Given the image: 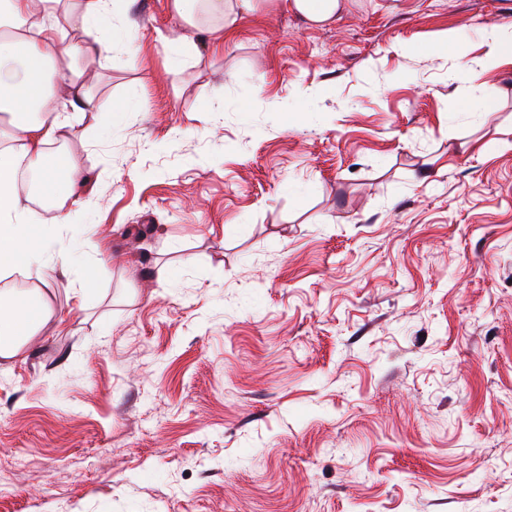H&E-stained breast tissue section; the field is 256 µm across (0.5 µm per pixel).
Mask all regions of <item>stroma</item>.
I'll use <instances>...</instances> for the list:
<instances>
[{
	"instance_id": "35a3bbf8",
	"label": "stroma",
	"mask_w": 512,
	"mask_h": 512,
	"mask_svg": "<svg viewBox=\"0 0 512 512\" xmlns=\"http://www.w3.org/2000/svg\"><path fill=\"white\" fill-rule=\"evenodd\" d=\"M131 19L0 360V512H512V0H273L180 63L170 0ZM289 6L306 23L323 26L336 20L345 5L342 0H291ZM51 317L44 295L36 298L29 294L9 290L0 292V358L18 357L24 345L33 338L40 327Z\"/></svg>"
}]
</instances>
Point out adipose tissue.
<instances>
[{
	"mask_svg": "<svg viewBox=\"0 0 512 512\" xmlns=\"http://www.w3.org/2000/svg\"><path fill=\"white\" fill-rule=\"evenodd\" d=\"M133 0H0L7 22L0 27V112L9 117L5 132L10 144L0 148V272L28 273L70 270L65 254L52 255L34 234L35 215L16 192L19 168L39 179L43 197H61L68 209L56 211L54 225L71 223L93 189L76 168L56 162L50 145L64 142L72 124L50 108L51 98L63 96L75 111L95 113L91 97L80 81L77 59L108 56L112 43L101 30L108 24L132 27ZM181 26L197 27L201 17L219 16L223 27L213 29L215 43L242 13L260 7V0H171ZM80 30L79 42H65V28ZM51 316L44 296L17 291L0 292V358L18 357Z\"/></svg>",
	"mask_w": 512,
	"mask_h": 512,
	"instance_id": "obj_1",
	"label": "adipose tissue"
}]
</instances>
